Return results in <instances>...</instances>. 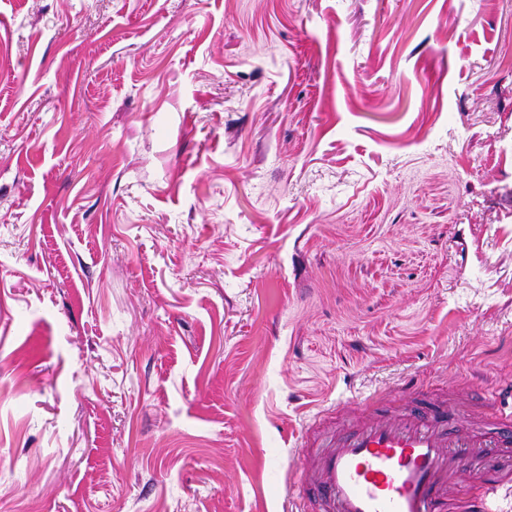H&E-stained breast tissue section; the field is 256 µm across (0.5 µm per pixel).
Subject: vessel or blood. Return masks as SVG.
Here are the masks:
<instances>
[{
    "mask_svg": "<svg viewBox=\"0 0 512 512\" xmlns=\"http://www.w3.org/2000/svg\"><path fill=\"white\" fill-rule=\"evenodd\" d=\"M378 403L348 399L301 431L298 496L312 512H494L491 489L512 484V432L468 424L442 396L405 411Z\"/></svg>",
    "mask_w": 512,
    "mask_h": 512,
    "instance_id": "vessel-or-blood-1",
    "label": "vessel or blood"
}]
</instances>
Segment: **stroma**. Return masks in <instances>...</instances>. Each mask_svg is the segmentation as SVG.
<instances>
[{
  "mask_svg": "<svg viewBox=\"0 0 512 512\" xmlns=\"http://www.w3.org/2000/svg\"><path fill=\"white\" fill-rule=\"evenodd\" d=\"M0 512H287L359 391L512 383V0H0Z\"/></svg>",
  "mask_w": 512,
  "mask_h": 512,
  "instance_id": "obj_1",
  "label": "stroma"
}]
</instances>
